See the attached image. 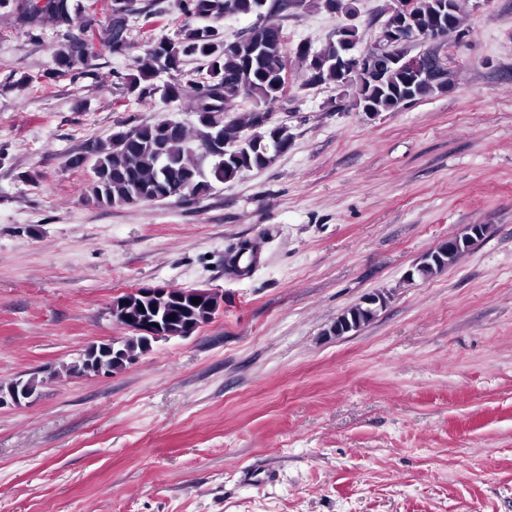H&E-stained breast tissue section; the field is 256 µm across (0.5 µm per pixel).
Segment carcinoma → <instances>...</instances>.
<instances>
[{
  "label": "carcinoma",
  "instance_id": "cac0c4a2",
  "mask_svg": "<svg viewBox=\"0 0 512 512\" xmlns=\"http://www.w3.org/2000/svg\"><path fill=\"white\" fill-rule=\"evenodd\" d=\"M125 0H112L108 22L101 27V39L94 43L83 41L84 31L95 20L81 16L79 0H46L38 7L37 0H0V7L9 9L14 20L36 32L51 27L62 33L63 42L57 44L51 72L80 76L88 73L94 57L107 51L122 54L128 47L129 28L122 16ZM452 12L448 22L430 32L436 39L458 31L463 12V0H451ZM439 0H414V11L419 29L431 27ZM264 0H178L182 17L180 37L153 39L145 45L144 55L132 72L119 76L124 91L140 100L157 95L169 101L189 96L202 122V115L212 113V122L218 124V133L230 153L224 157L208 154L203 132L187 130L183 125L169 124L167 119L134 125L124 136L109 135L104 140L89 142L83 151L74 155V167L89 165L91 179L89 200L99 206H134L168 198L183 199L207 194L212 182H230L244 172L268 167L275 157L288 151L293 134L285 125L262 126L260 112H272L282 94L283 74L288 70V53H293L301 64L312 67L315 74L305 84L338 81L336 58L340 44L332 39L319 50L307 52L299 44L293 49L282 43L285 36L281 25L265 18ZM237 16H254L256 22L244 34L224 39V34L210 26H199L194 21L220 17L224 11ZM201 62L195 72H186L185 59ZM162 72L172 74V81L160 86L155 79ZM454 84L452 72L445 68L431 80L408 82L398 71H386L382 85H361L352 79L345 87L354 89L352 106L372 112H388L400 105L404 94L412 101L425 99L446 91ZM244 98L252 108L239 117L224 120L227 101ZM212 165L205 171L202 160ZM488 231L485 224H474L457 236L441 242L415 266L412 275L429 278L453 265ZM199 298L198 304L191 299ZM385 300L357 304L336 318L326 333L341 336L370 323ZM216 300L203 289H185L182 298L166 308L170 334L183 336L188 326H200L214 317ZM125 358L104 354L101 348H92L70 364L52 372L71 375H97L104 367L112 373L125 366V359L136 357L149 349L148 341L140 334L120 340Z\"/></svg>",
  "mask_w": 512,
  "mask_h": 512
}]
</instances>
